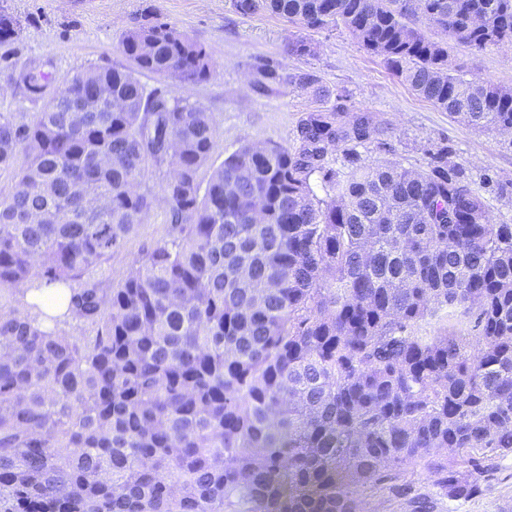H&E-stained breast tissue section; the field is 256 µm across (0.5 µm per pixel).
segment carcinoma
I'll list each match as a JSON object with an SVG mask.
<instances>
[{"label": "carcinoma", "mask_w": 512, "mask_h": 512, "mask_svg": "<svg viewBox=\"0 0 512 512\" xmlns=\"http://www.w3.org/2000/svg\"><path fill=\"white\" fill-rule=\"evenodd\" d=\"M421 2V19L409 0L233 7L342 28L452 120L511 131L512 88L464 78L448 41L511 48L512 0ZM120 50L129 66L49 96L22 69L43 111L0 112V170L27 158L0 198V298L60 285L67 306L0 304V512H372L384 489L433 512L418 466L441 497L478 493L512 455V224L443 153L360 163L367 113L310 112L291 147L243 141L215 165L213 115L188 94L212 53L163 22ZM104 82L116 110L73 112ZM156 208L167 239L114 276Z\"/></svg>", "instance_id": "1"}]
</instances>
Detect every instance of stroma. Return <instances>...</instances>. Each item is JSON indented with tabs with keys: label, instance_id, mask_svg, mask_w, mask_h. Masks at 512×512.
I'll use <instances>...</instances> for the list:
<instances>
[{
	"label": "stroma",
	"instance_id": "35a3bbf8",
	"mask_svg": "<svg viewBox=\"0 0 512 512\" xmlns=\"http://www.w3.org/2000/svg\"><path fill=\"white\" fill-rule=\"evenodd\" d=\"M1 12L15 20L16 33L0 44V112L42 111L44 99L31 97L13 81L24 66L42 64L59 83L91 66L125 65L123 35L153 18L213 53V77L192 86L190 94L216 120L214 161L247 139L290 144L299 121L314 110L369 112L380 132L360 147L363 162L396 161L424 169L434 155L447 151L449 163L462 166L486 198L493 223L512 224V139L453 122L342 29L304 33L275 14L241 16L232 0H0ZM301 37L310 42L311 54L289 55V44ZM451 57L465 78L512 86L510 48L457 45ZM266 62L279 65L280 79L262 86L257 68ZM302 73L316 75L330 98L318 100L301 88L296 77ZM166 237L165 214L154 210L113 254V272H126ZM435 512H512V455L494 460L480 493L466 500L439 499Z\"/></svg>",
	"mask_w": 512,
	"mask_h": 512
}]
</instances>
